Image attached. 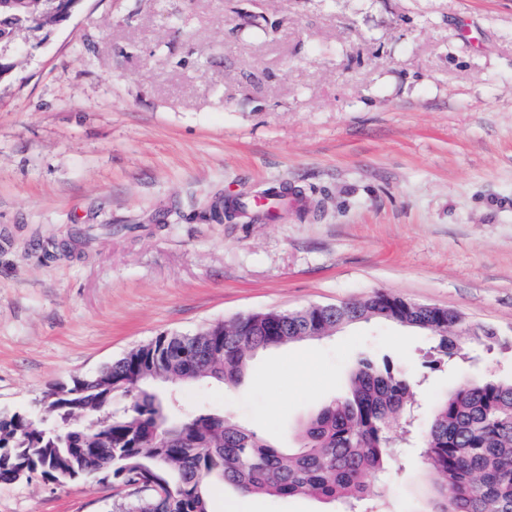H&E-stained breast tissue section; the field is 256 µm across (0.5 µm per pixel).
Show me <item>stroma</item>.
<instances>
[{
	"mask_svg": "<svg viewBox=\"0 0 512 512\" xmlns=\"http://www.w3.org/2000/svg\"><path fill=\"white\" fill-rule=\"evenodd\" d=\"M0 82V414L34 409L162 333L385 292L512 336V0H80L20 32ZM316 203L208 218L271 186ZM376 321L256 355L244 382H173L183 408L293 446L363 356L467 373ZM387 512L434 474L389 463ZM94 479L0 485V512H121ZM211 512H337L214 486Z\"/></svg>",
	"mask_w": 512,
	"mask_h": 512,
	"instance_id": "35a3bbf8",
	"label": "stroma"
}]
</instances>
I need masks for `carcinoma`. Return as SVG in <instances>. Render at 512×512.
<instances>
[{"mask_svg":"<svg viewBox=\"0 0 512 512\" xmlns=\"http://www.w3.org/2000/svg\"><path fill=\"white\" fill-rule=\"evenodd\" d=\"M20 0H0V43L11 40L17 16L26 14ZM59 0H40L39 26L59 19ZM339 316L361 321L429 323L419 330L435 342L439 355L452 360L463 345L492 349L512 346V338L475 325L429 305L414 306L394 295L378 293L340 304ZM331 315L315 309L288 314L258 312L229 324L205 328L215 354L203 363L179 358L183 334H164L112 361V384L78 377L59 388L61 406L50 401L34 412L0 417V482H15L25 466L53 483L87 478L96 459H109L112 480L127 487L135 512H209L208 488L222 483L245 495L290 498L311 496L357 512L368 502L384 505L387 488L376 477L394 458L393 430L410 426L416 381L389 360L357 361L349 395L321 407L302 425L296 446L282 448L229 418L207 412L176 416L170 398L156 387L176 376L182 382L212 380L237 387L245 379L252 356L300 340L299 328L328 327ZM174 363L157 375L136 377L135 367L160 351ZM127 401L112 415L107 440L98 447L81 445L78 437L52 431L78 407L106 411L114 400ZM47 420H42V417ZM419 455L438 475L424 512H512V379L473 374L439 399L422 428ZM131 471L150 484L134 489Z\"/></svg>","mask_w":512,"mask_h":512,"instance_id":"carcinoma-1","label":"carcinoma"}]
</instances>
